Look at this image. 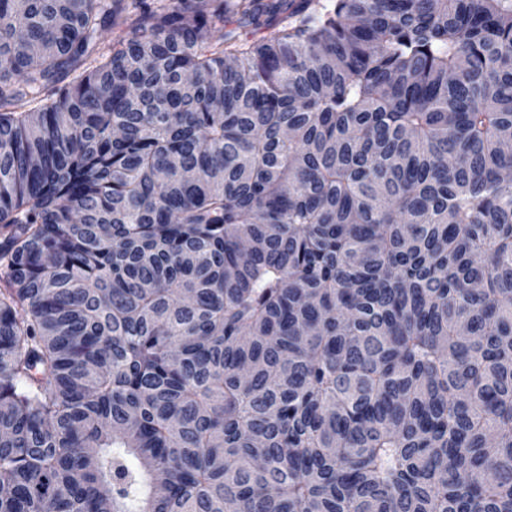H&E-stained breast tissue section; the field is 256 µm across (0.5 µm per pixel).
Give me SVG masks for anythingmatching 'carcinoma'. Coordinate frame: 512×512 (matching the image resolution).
<instances>
[{
    "label": "carcinoma",
    "mask_w": 512,
    "mask_h": 512,
    "mask_svg": "<svg viewBox=\"0 0 512 512\" xmlns=\"http://www.w3.org/2000/svg\"><path fill=\"white\" fill-rule=\"evenodd\" d=\"M0 488L512 512V0H0Z\"/></svg>",
    "instance_id": "cac0c4a2"
}]
</instances>
